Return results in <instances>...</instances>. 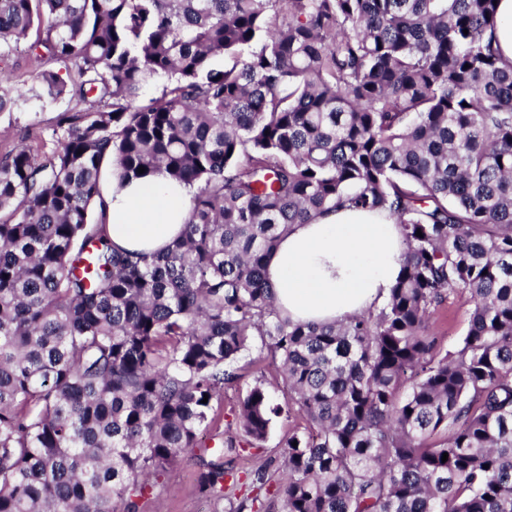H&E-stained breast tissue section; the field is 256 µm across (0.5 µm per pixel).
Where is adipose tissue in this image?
<instances>
[{"label": "adipose tissue", "instance_id": "adipose-tissue-1", "mask_svg": "<svg viewBox=\"0 0 512 512\" xmlns=\"http://www.w3.org/2000/svg\"><path fill=\"white\" fill-rule=\"evenodd\" d=\"M113 243L131 252L165 249L190 218L192 191L159 175L118 186L105 179ZM404 245L387 212L339 208L293 225L267 265L277 305L293 321L332 323L381 306L402 268Z\"/></svg>", "mask_w": 512, "mask_h": 512}]
</instances>
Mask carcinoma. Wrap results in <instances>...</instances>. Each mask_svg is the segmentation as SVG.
Instances as JSON below:
<instances>
[{"label":"carcinoma","mask_w":512,"mask_h":512,"mask_svg":"<svg viewBox=\"0 0 512 512\" xmlns=\"http://www.w3.org/2000/svg\"><path fill=\"white\" fill-rule=\"evenodd\" d=\"M495 25L494 0H0V51L35 31V79L76 102L50 140L0 156V512H140L220 427L254 336L306 421L278 478L271 460L247 476L252 501H280L265 512H512V64ZM105 161L122 183L194 189L164 251L112 243ZM340 207L394 218L400 276L378 308L294 322L267 257ZM461 291L448 350L431 318ZM280 412L247 391L201 493L224 497V456L261 447Z\"/></svg>","instance_id":"1"}]
</instances>
